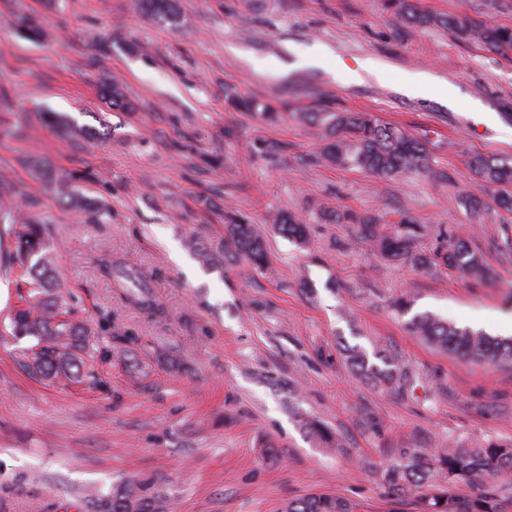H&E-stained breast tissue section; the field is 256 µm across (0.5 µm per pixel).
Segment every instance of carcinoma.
I'll return each instance as SVG.
<instances>
[{
    "mask_svg": "<svg viewBox=\"0 0 512 512\" xmlns=\"http://www.w3.org/2000/svg\"><path fill=\"white\" fill-rule=\"evenodd\" d=\"M139 9L150 18L172 23L177 18L176 0H137ZM384 7L395 12L410 30L443 29L455 39L474 43L503 57L512 55V27L488 26L468 14H435L422 10L415 0H384ZM19 30L31 39L42 38L45 30L30 15L16 16ZM104 98L117 109L131 110L133 102L123 89L114 85L104 89ZM236 109L262 111L274 117L273 107L255 101H244L233 93L225 95ZM304 123L322 128L325 144L320 157L336 166L365 171L379 178L419 174L429 168L427 139L413 137L383 124L370 112L333 110L320 106L298 114ZM478 180L479 193L469 200L474 211L484 205L483 195L492 196L501 209L512 211V158L474 155L468 162ZM75 176L56 182L58 199L77 207L83 206L71 188ZM16 189L0 181V238L10 236L16 245L12 265L24 269L29 276L31 293L20 297L21 306L10 315L12 336L36 340L30 352L22 355L20 368L34 378H64L77 382L90 375L87 361L99 352L102 338L82 321L71 316L66 294L50 293L56 280L49 247L39 224L28 219L14 205ZM224 241L213 246L198 240L188 241V248L206 269H219L223 264L247 259L256 268L267 266L262 237L243 216L227 215ZM344 221L356 226V238L369 248L391 259L404 258L420 267L443 265L450 269L479 276L484 271L483 256L462 241L425 254L415 251L422 227L404 215L398 228L390 234L379 233L370 220L354 213ZM278 231L300 243L306 242V228L289 215L280 219ZM103 271L131 284L127 300L155 315L163 310L154 302L138 273L122 268L108 255L101 261ZM409 330L443 350L484 363L512 360V337L491 336L481 330L459 327L434 314L414 315ZM376 358L382 365L370 361ZM349 364L376 383H398L403 388L414 380V374L396 355L384 348L369 353L361 346L347 350ZM488 477L512 485V442H486L475 448H450L442 453L420 451L407 461L389 466L384 479L392 496L402 498L408 492H421L419 512H505L503 500L488 491L461 497L457 489ZM93 512H167L165 501L147 494L140 484L127 482L112 488V493L90 498ZM282 512H362L359 503L333 495H311L286 503Z\"/></svg>",
    "mask_w": 512,
    "mask_h": 512,
    "instance_id": "carcinoma-1",
    "label": "carcinoma"
}]
</instances>
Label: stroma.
<instances>
[{
	"instance_id": "1",
	"label": "stroma",
	"mask_w": 512,
	"mask_h": 512,
	"mask_svg": "<svg viewBox=\"0 0 512 512\" xmlns=\"http://www.w3.org/2000/svg\"><path fill=\"white\" fill-rule=\"evenodd\" d=\"M49 32L20 33L0 0V178L41 223L55 269L80 319L112 327V356L95 382L36 379L17 364L33 346L10 334L26 278L0 267V512H88L89 491L124 480L170 497L176 512H278L313 494L365 512H389L388 465L421 450L512 441V360L495 365L413 335L395 301L413 300L460 326L512 313V251L499 248L512 213L475 215L470 155H512V57L457 42L443 30L405 31L383 0H176L175 23L143 16L135 0H21ZM433 13H467L512 27V0H419ZM331 57L299 65L316 46ZM381 77L345 81L365 61ZM427 70L459 89L399 87ZM134 110L108 107L104 85ZM278 106L276 121L233 112L226 86ZM373 112L428 137L430 169L383 180L319 159V128L298 120L315 100ZM61 112L84 131L66 139L43 121ZM33 155L46 174L23 165ZM82 173L74 190L92 206L60 202L54 179ZM371 217L383 231L402 216L424 225L423 252L462 240L482 252L487 281L441 266L390 261L321 209ZM248 217L268 267L246 261L205 270L171 254L186 239L214 243L224 215ZM307 225L300 245L280 216ZM138 271L163 313L125 298L104 256ZM391 347L416 375L397 390L347 362L345 345ZM310 416L338 439L325 447Z\"/></svg>"
}]
</instances>
